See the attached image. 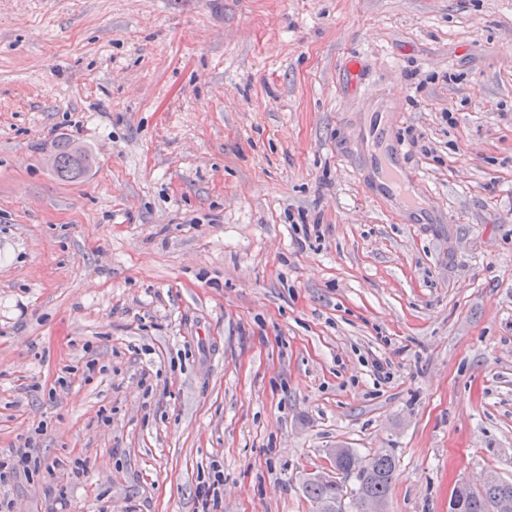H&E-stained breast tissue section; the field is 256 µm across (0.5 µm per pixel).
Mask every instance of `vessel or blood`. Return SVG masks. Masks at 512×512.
Wrapping results in <instances>:
<instances>
[{
	"mask_svg": "<svg viewBox=\"0 0 512 512\" xmlns=\"http://www.w3.org/2000/svg\"><path fill=\"white\" fill-rule=\"evenodd\" d=\"M397 119V113L374 111L359 125L361 141L368 147L366 167L375 189L413 223H447L446 214L432 205L424 191L420 174L405 164L406 148L391 132Z\"/></svg>",
	"mask_w": 512,
	"mask_h": 512,
	"instance_id": "vessel-or-blood-1",
	"label": "vessel or blood"
}]
</instances>
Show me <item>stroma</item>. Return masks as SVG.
Here are the masks:
<instances>
[{
	"label": "stroma",
	"mask_w": 512,
	"mask_h": 512,
	"mask_svg": "<svg viewBox=\"0 0 512 512\" xmlns=\"http://www.w3.org/2000/svg\"><path fill=\"white\" fill-rule=\"evenodd\" d=\"M363 85L448 223L360 182ZM25 435L14 512H201L218 470L210 512H316L339 446L394 456L386 512L512 480V0H0V452ZM54 159V171L63 180L77 179L84 172L82 153L78 148L63 145L55 153Z\"/></svg>",
	"instance_id": "35a3bbf8"
}]
</instances>
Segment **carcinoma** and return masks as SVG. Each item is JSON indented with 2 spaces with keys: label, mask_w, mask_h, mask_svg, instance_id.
<instances>
[{
  "label": "carcinoma",
  "mask_w": 512,
  "mask_h": 512,
  "mask_svg": "<svg viewBox=\"0 0 512 512\" xmlns=\"http://www.w3.org/2000/svg\"><path fill=\"white\" fill-rule=\"evenodd\" d=\"M54 159V171L63 180L77 179L84 172L82 153L75 147L61 146ZM331 457L336 476L312 477L305 485L306 495L316 504L317 512H342L344 477L352 473L357 474L359 480L352 499L353 512H369L372 504L378 505V512H385L396 478L394 457L378 452L362 458L351 448H333ZM448 512H512V481L486 482L479 491L462 483L450 496Z\"/></svg>",
  "instance_id": "carcinoma-1"
}]
</instances>
